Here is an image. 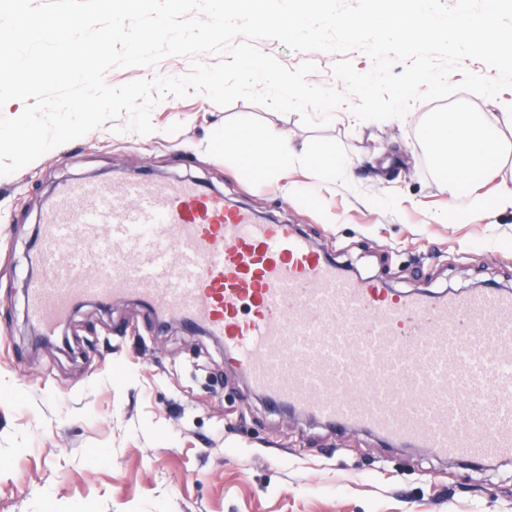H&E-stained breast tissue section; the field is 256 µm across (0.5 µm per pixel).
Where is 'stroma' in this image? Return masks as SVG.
<instances>
[{
  "instance_id": "1",
  "label": "stroma",
  "mask_w": 512,
  "mask_h": 512,
  "mask_svg": "<svg viewBox=\"0 0 512 512\" xmlns=\"http://www.w3.org/2000/svg\"><path fill=\"white\" fill-rule=\"evenodd\" d=\"M255 46L290 69L312 62L310 84L341 86L336 55L274 39ZM188 68L169 56L106 81ZM448 112L512 113V88L418 101L385 121L343 105L313 129L294 113L244 100L221 107L193 92L159 102L151 133L128 130L124 114L0 177V512H512V462L471 466L272 410L220 339L159 322L136 299L76 305L66 350L41 340L26 312L42 213L70 183L143 174L192 180L295 225L352 275L400 293L512 291V211L472 224L445 218L466 199L435 170L423 130ZM268 126L352 166L317 176L294 163L258 176L248 156L225 154V133Z\"/></svg>"
}]
</instances>
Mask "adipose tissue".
<instances>
[{
	"label": "adipose tissue",
	"mask_w": 512,
	"mask_h": 512,
	"mask_svg": "<svg viewBox=\"0 0 512 512\" xmlns=\"http://www.w3.org/2000/svg\"><path fill=\"white\" fill-rule=\"evenodd\" d=\"M425 139L437 172L452 187H466L465 219L475 221L512 209V184L502 183L492 197L477 191L500 159L512 154V142L499 136L495 120L472 112L446 113L428 124ZM224 151L235 155L249 152L255 164L268 171L293 159L304 165L309 162L308 155L296 151L287 134L275 127L257 137L245 133L225 136Z\"/></svg>",
	"instance_id": "obj_1"
}]
</instances>
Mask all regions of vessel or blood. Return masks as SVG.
I'll return each instance as SVG.
<instances>
[{"instance_id":"vessel-or-blood-1","label":"vessel or blood","mask_w":512,"mask_h":512,"mask_svg":"<svg viewBox=\"0 0 512 512\" xmlns=\"http://www.w3.org/2000/svg\"><path fill=\"white\" fill-rule=\"evenodd\" d=\"M27 314L136 297L223 337L251 387L339 428L467 461L512 459V292L400 295L289 224L196 183L76 182L42 216Z\"/></svg>"}]
</instances>
